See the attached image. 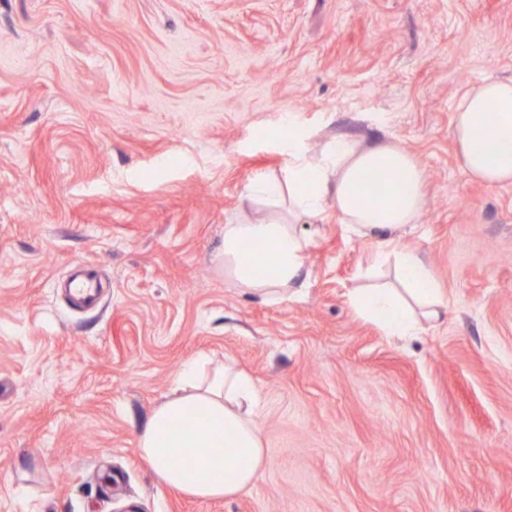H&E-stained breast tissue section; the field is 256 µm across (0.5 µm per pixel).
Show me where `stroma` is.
<instances>
[{
	"mask_svg": "<svg viewBox=\"0 0 512 512\" xmlns=\"http://www.w3.org/2000/svg\"><path fill=\"white\" fill-rule=\"evenodd\" d=\"M512 78V0H0V512H512V185L467 179L455 103ZM419 160L450 307L397 339L350 288L371 240L303 225L268 303L217 262L286 116ZM90 263L92 309L61 287ZM260 392L241 494L160 481L138 438L199 355Z\"/></svg>",
	"mask_w": 512,
	"mask_h": 512,
	"instance_id": "obj_1",
	"label": "stroma"
}]
</instances>
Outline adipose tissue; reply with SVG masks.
<instances>
[{"instance_id": "1", "label": "adipose tissue", "mask_w": 512, "mask_h": 512, "mask_svg": "<svg viewBox=\"0 0 512 512\" xmlns=\"http://www.w3.org/2000/svg\"><path fill=\"white\" fill-rule=\"evenodd\" d=\"M495 111H485L487 101ZM278 147L281 175L258 177L244 188L243 218L224 227V278L244 293L279 303L303 287L310 241L300 225L334 209L347 232L374 237L378 261L394 259L396 282L356 288L349 302L384 335H420L447 311L449 299L421 255L399 248L395 234L420 223L427 205L423 169L395 138L370 144L337 134L312 149V132L287 118ZM452 143L467 178L512 184V80L487 78L456 102ZM262 243L264 268L245 257V242ZM205 358L177 374L172 395L155 408L138 438L142 457L169 487L201 499L229 498L247 489L264 466L252 380L225 364L205 371ZM195 480H186V472Z\"/></svg>"}]
</instances>
